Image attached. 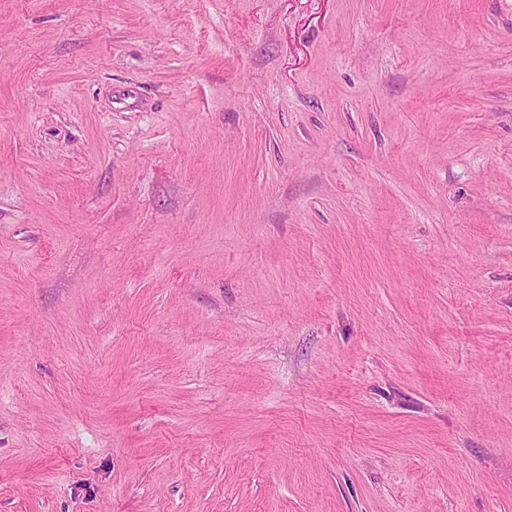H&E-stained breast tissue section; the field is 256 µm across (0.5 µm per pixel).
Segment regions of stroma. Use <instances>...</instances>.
<instances>
[{"mask_svg": "<svg viewBox=\"0 0 512 512\" xmlns=\"http://www.w3.org/2000/svg\"><path fill=\"white\" fill-rule=\"evenodd\" d=\"M0 512H512V0H0Z\"/></svg>", "mask_w": 512, "mask_h": 512, "instance_id": "stroma-1", "label": "stroma"}]
</instances>
